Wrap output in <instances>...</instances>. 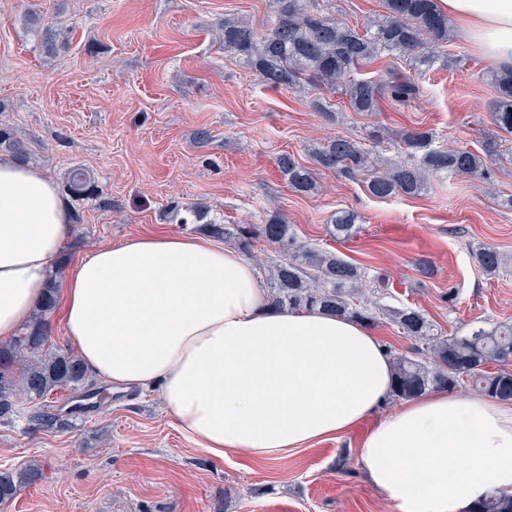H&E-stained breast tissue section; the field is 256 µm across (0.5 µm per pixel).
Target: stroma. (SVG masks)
Listing matches in <instances>:
<instances>
[{
  "label": "stroma",
  "instance_id": "stroma-1",
  "mask_svg": "<svg viewBox=\"0 0 512 512\" xmlns=\"http://www.w3.org/2000/svg\"><path fill=\"white\" fill-rule=\"evenodd\" d=\"M320 7L359 27L385 12L383 0ZM274 9L273 0H0V123L81 217L67 262L141 233H199L187 221L197 206L218 224H261L278 213L300 241L364 267L380 304L417 308L446 333L512 322V209L500 204L512 194V135L491 116L494 65L452 30L448 59L423 75L422 96L357 113L342 91L270 88L228 60L217 36L224 19L262 32ZM50 25L59 41L52 55L43 47ZM318 100L327 112L315 109ZM413 127L432 130L439 146L477 151L494 140L489 179L439 176L419 196L377 199L365 176L315 168L310 155L350 136L400 158L398 133ZM377 130L382 139H373ZM285 152L314 167L313 193L289 187L276 165ZM77 167L97 197L66 192ZM342 210L358 216L344 242L328 234ZM484 246L506 259L496 277L474 261ZM422 261L433 276L418 273ZM100 387L95 408L52 432L33 429L34 405L18 399L12 421L0 422V467L34 463L43 477L18 487L0 512H398L359 466L363 428L273 462L242 451L218 458L177 429L157 390Z\"/></svg>",
  "mask_w": 512,
  "mask_h": 512
}]
</instances>
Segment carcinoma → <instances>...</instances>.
<instances>
[{
    "label": "carcinoma",
    "mask_w": 512,
    "mask_h": 512,
    "mask_svg": "<svg viewBox=\"0 0 512 512\" xmlns=\"http://www.w3.org/2000/svg\"><path fill=\"white\" fill-rule=\"evenodd\" d=\"M319 0H278V8L268 29L257 35L242 20L226 19L222 25L224 51L239 63L255 70L263 84L271 88L295 86L308 79L334 90L341 88L356 112H373L383 98L404 104L420 93L419 79L433 63L430 47L448 42V15L438 0H384L386 15L365 26L364 32L323 15ZM389 59L385 75L355 77L358 68L379 59ZM407 62L410 71L399 65ZM497 97L492 118L501 130L512 134V68L492 75ZM407 159L375 169L367 180V190L375 198L417 196L431 176L487 178L486 164L491 145L479 152L467 147H435L433 133L422 128L401 132ZM0 151L17 157L25 155L23 141L0 127ZM314 162L323 169L357 176L370 164V151L359 140L338 136L312 149ZM280 172L296 192L308 194L316 188L313 169L289 153L278 156ZM77 196H94L90 177L74 169L67 180ZM358 216L342 211L332 220V235L340 240L356 232ZM215 237L235 240L245 254L252 243L263 239L278 250L280 259L270 267L268 298L276 308H321L339 316L372 326L378 304L363 298L366 271L336 253L298 242L290 224L273 214L263 224H242L232 230L223 224L204 225ZM475 260L488 276L503 265V255L492 247L475 251ZM56 280H51L38 313L14 340L0 345V421L15 414L18 392L38 404L31 416L34 427L47 432L66 425L61 411L45 404L51 393L67 389L79 399L99 395L89 380L81 359L63 351L41 354L48 341L49 316L56 307ZM386 314L399 334L413 341L414 355L393 358L391 399L418 396L430 389L472 390L492 398L512 401V371L491 372L490 364L512 362V324L496 323L466 334L438 332L418 309H388ZM20 370V380L14 371ZM38 467L0 468V503L13 498L22 483L40 479ZM473 512H512V496L492 494L478 503Z\"/></svg>",
    "instance_id": "obj_1"
}]
</instances>
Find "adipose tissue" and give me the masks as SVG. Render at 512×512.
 Returning <instances> with one entry per match:
<instances>
[{
  "label": "adipose tissue",
  "instance_id": "adipose-tissue-1",
  "mask_svg": "<svg viewBox=\"0 0 512 512\" xmlns=\"http://www.w3.org/2000/svg\"><path fill=\"white\" fill-rule=\"evenodd\" d=\"M492 63L512 67V0H442ZM73 215L41 169L0 156V341L46 294ZM86 369L159 385L179 430L216 457L276 461L364 421L360 465L400 512H469L512 495V405L445 389L388 408L390 352L368 326L272 307L238 251L196 235H138L72 263L57 298Z\"/></svg>",
  "mask_w": 512,
  "mask_h": 512
}]
</instances>
